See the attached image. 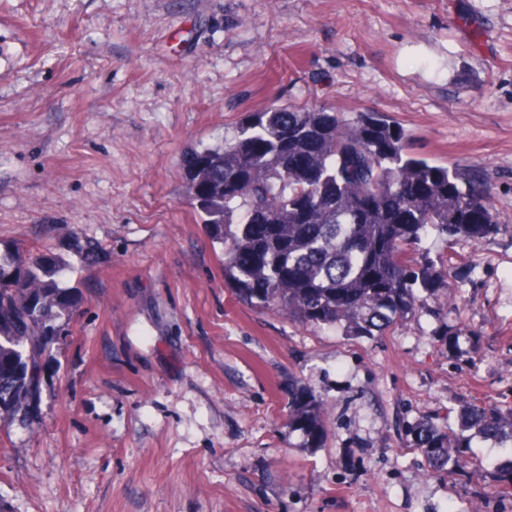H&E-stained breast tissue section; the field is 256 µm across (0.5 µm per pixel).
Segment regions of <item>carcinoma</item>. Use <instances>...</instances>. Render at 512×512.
<instances>
[{
    "label": "carcinoma",
    "mask_w": 512,
    "mask_h": 512,
    "mask_svg": "<svg viewBox=\"0 0 512 512\" xmlns=\"http://www.w3.org/2000/svg\"><path fill=\"white\" fill-rule=\"evenodd\" d=\"M188 200L224 245V282L238 300L306 327L382 336L428 309L426 294L448 284L429 253L410 254L431 230L479 245L496 231L486 173L435 164L380 112L276 105L248 112L230 136L187 152ZM76 240L81 265L102 248ZM58 259L40 249L0 252V432L38 417L50 343L71 334L77 299ZM288 426L321 447L319 399L298 388ZM460 432L427 417L408 431L433 473L468 466L466 431L512 443V406L461 400ZM512 490V460L490 494Z\"/></svg>",
    "instance_id": "carcinoma-1"
}]
</instances>
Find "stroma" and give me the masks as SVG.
Returning a JSON list of instances; mask_svg holds the SVG:
<instances>
[{
    "instance_id": "1",
    "label": "stroma",
    "mask_w": 512,
    "mask_h": 512,
    "mask_svg": "<svg viewBox=\"0 0 512 512\" xmlns=\"http://www.w3.org/2000/svg\"><path fill=\"white\" fill-rule=\"evenodd\" d=\"M273 102L383 113L489 175L495 234L420 243L452 271L429 313L355 337L225 286L181 158ZM40 224L81 303L0 439V512H512L486 495L512 448L432 474L406 435L512 406V0H0V249ZM298 386L322 447L288 426ZM74 240H76V255L82 266H93L96 265L102 253L101 246L93 240H80V237L72 234Z\"/></svg>"
}]
</instances>
